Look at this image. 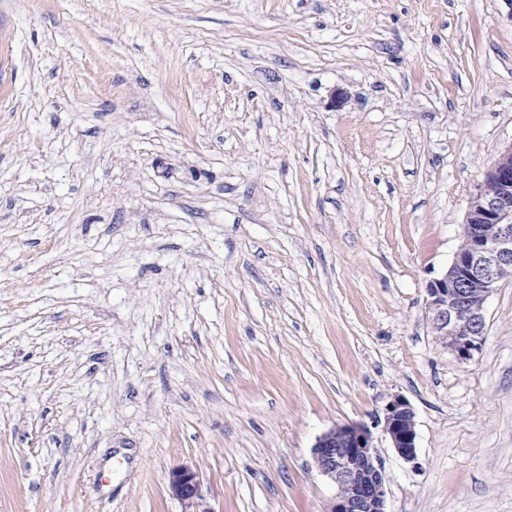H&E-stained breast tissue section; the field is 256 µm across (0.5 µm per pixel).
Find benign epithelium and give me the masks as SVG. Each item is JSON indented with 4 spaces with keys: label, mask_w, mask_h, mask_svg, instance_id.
<instances>
[{
    "label": "benign epithelium",
    "mask_w": 512,
    "mask_h": 512,
    "mask_svg": "<svg viewBox=\"0 0 512 512\" xmlns=\"http://www.w3.org/2000/svg\"><path fill=\"white\" fill-rule=\"evenodd\" d=\"M508 278L512 279V142L497 151L470 193L453 260L426 287L431 328L459 361L471 360L485 344V303ZM383 428L397 454L416 462L415 415L406 401L397 399L387 406ZM313 460L337 490L327 512H386L385 478L364 426L329 429L317 439ZM170 490L184 504V512H212L192 468L174 470Z\"/></svg>",
    "instance_id": "1"
}]
</instances>
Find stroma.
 Instances as JSON below:
<instances>
[{
    "instance_id": "1",
    "label": "stroma",
    "mask_w": 512,
    "mask_h": 512,
    "mask_svg": "<svg viewBox=\"0 0 512 512\" xmlns=\"http://www.w3.org/2000/svg\"><path fill=\"white\" fill-rule=\"evenodd\" d=\"M512 142V0H0V512H512V280L425 288ZM411 406L417 461L382 420ZM318 472L337 493L327 512H386V484L368 430L358 424L337 425L313 447ZM170 490L185 507L183 512H212L200 492V484L196 472L187 466L178 468L171 473Z\"/></svg>"
}]
</instances>
